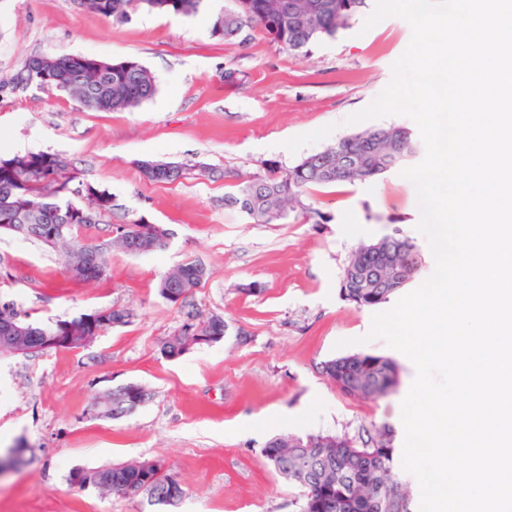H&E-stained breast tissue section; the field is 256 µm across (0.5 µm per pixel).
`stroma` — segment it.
<instances>
[{
  "label": "stroma",
  "instance_id": "obj_1",
  "mask_svg": "<svg viewBox=\"0 0 512 512\" xmlns=\"http://www.w3.org/2000/svg\"><path fill=\"white\" fill-rule=\"evenodd\" d=\"M228 0H203L189 16L145 10L115 22L77 0H0V81L35 55L135 59L156 77L155 97L134 110H89L59 91L29 84L0 92V157L48 152L64 157L81 181L106 190L112 211L86 241L107 238L113 225L145 219L164 224L168 246L148 255L114 251L107 274L78 282L64 250L0 234V302L40 324L104 308H126L129 324L78 349L0 355V449L24 441L31 461L0 477V512H159L146 495L125 496L70 484L79 468L143 459L161 461L183 495L170 512H300L298 488L279 477L262 450L280 435H358L398 425L415 368L384 340L368 336L376 314L339 295L350 254L395 233L422 257L419 281L435 261L419 232L415 187L400 171L376 180L318 187L313 208L330 215L311 224L289 215L257 224L226 208L228 188L201 167L242 178L268 166L292 167L325 149L317 142L290 152L287 140L335 124L334 138L355 133L346 119L390 84L392 66L412 36L401 17L365 28L354 17L335 38L291 51L258 29L239 41L212 33ZM238 72L224 82L225 68ZM146 159L183 162L180 181L148 179ZM202 262L209 272L186 305L163 299L160 278ZM224 316L221 342L166 358L164 341L188 314ZM393 358L397 391L382 399L341 394L323 362L352 353ZM137 384L150 398L132 414L101 418L96 398Z\"/></svg>",
  "mask_w": 512,
  "mask_h": 512
}]
</instances>
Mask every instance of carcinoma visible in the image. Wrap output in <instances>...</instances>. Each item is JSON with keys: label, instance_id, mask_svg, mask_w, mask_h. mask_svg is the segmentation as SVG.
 Instances as JSON below:
<instances>
[{"label": "carcinoma", "instance_id": "obj_1", "mask_svg": "<svg viewBox=\"0 0 512 512\" xmlns=\"http://www.w3.org/2000/svg\"><path fill=\"white\" fill-rule=\"evenodd\" d=\"M203 0H79V5L116 22L146 9L160 14L188 15L198 10ZM233 7L216 16L213 35L226 41L236 40L234 31L260 28L272 41L290 51H301L348 26L349 21L367 7V0H232ZM33 79L48 90L63 91L82 106L96 111L126 110L154 97L157 83L153 73L134 59L106 61L92 57L66 55L41 57ZM416 146L410 129L399 126L367 128L340 138L318 154L304 158L286 170L270 167L267 173L246 181H237L232 172L233 191L224 195V205L233 207L260 224L288 220L291 212L323 224L327 218L311 208L308 190L315 186L364 183L392 172L405 164ZM347 159L346 170L336 175V157ZM147 178L173 183L186 173L170 172L162 166H142ZM112 210V196L90 183L77 180L69 172L64 158L44 152L15 154L0 158V225L18 227L14 234L35 239L47 246L65 247L67 267L72 277L98 280L106 275L105 253L117 248L127 254H149L166 247L156 241L169 237L163 224L155 227L156 236L140 242H127L129 230L120 224L113 236L88 243L78 239L77 231L100 223ZM394 259L380 262L371 252L354 250L343 270L340 293L344 301L357 308L381 306L400 293L413 278L403 277L400 263L406 251L418 253L409 238L399 234L387 243ZM200 262H186L163 276L173 278L182 298L169 302L185 304L200 287ZM382 284L365 288L363 277ZM7 315L26 331L24 338L0 337V354L29 355L42 351L40 338L66 327L79 331L83 317L57 320L35 326L27 315L11 302L0 303V317ZM163 343L162 354L175 359L187 353L190 333L210 328L211 318L197 319ZM322 373L346 396L378 399L382 390L400 373L398 363L387 356L354 353L328 360ZM123 388H115L98 397L97 416L117 419L126 415ZM393 429L383 425L359 439L332 433L275 437L263 449L273 470L302 492L301 512H416L417 505L402 482L393 445ZM91 486L116 494H145L159 506H169L167 493L177 478L165 469L152 473L144 486L136 464L99 467Z\"/></svg>", "mask_w": 512, "mask_h": 512}]
</instances>
